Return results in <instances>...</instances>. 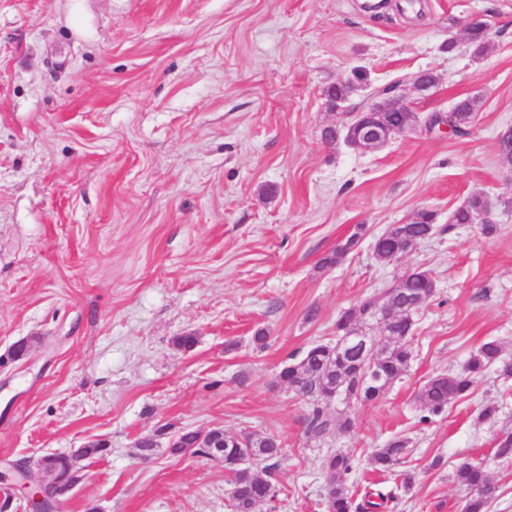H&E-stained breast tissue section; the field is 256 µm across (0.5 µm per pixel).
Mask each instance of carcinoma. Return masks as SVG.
I'll return each instance as SVG.
<instances>
[{
  "label": "carcinoma",
  "instance_id": "1",
  "mask_svg": "<svg viewBox=\"0 0 512 512\" xmlns=\"http://www.w3.org/2000/svg\"><path fill=\"white\" fill-rule=\"evenodd\" d=\"M459 111L448 115V124L456 127L459 134H467L472 116L478 111L479 103L475 99H466L458 104ZM484 209L483 198L470 197L465 204L457 208L450 216L455 224H468L473 216ZM435 215L431 211H421L413 222L397 231L382 235L375 243L374 254L383 263H390L402 255L408 241L423 243L430 239L435 231ZM358 243V234L351 235L331 254L321 260V266L329 267L339 261ZM406 289V295L430 299L434 290L431 279L414 268L404 272L395 284L381 293L390 306L392 316L386 326L388 336H376L373 328L365 323L364 314L372 300H365L345 310L336 320V340L318 343L309 348L295 364L284 367L280 378L288 387L302 393L312 405L308 416L307 431L315 437L329 432L333 420L324 412L323 405L328 403L325 394L342 395L344 399L371 402L377 400L385 390L399 379L409 368L412 351L408 336L414 326V314L417 308L399 300V289ZM361 330L369 334L371 342L376 344L372 352H361L342 343L345 332ZM498 365L500 374L512 377V359L502 356L500 346L486 342L471 356L466 368L456 374H440L431 378L420 390L418 399L426 412L420 422L429 421L432 416L445 413L448 405L469 391L475 377L486 368ZM409 441L394 438L385 447L379 448L372 456L374 468L382 473L395 472L408 454ZM252 452L257 463L247 469L236 466L237 458L244 452ZM281 453V444L272 436L244 435L241 437L224 435V447L218 457L211 448H191V454L224 462V473L236 492L230 498L232 512H255L259 504H271L278 497V486L273 482V472ZM354 468L351 456L340 452H330L321 460V469L329 479L326 493L327 512H369L383 506V503L395 497L394 492H370L364 495L361 503L352 501L345 476ZM458 483L467 490L462 512H487L493 501L497 485L487 471L474 463H464L457 469Z\"/></svg>",
  "mask_w": 512,
  "mask_h": 512
}]
</instances>
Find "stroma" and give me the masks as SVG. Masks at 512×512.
I'll list each match as a JSON object with an SVG mask.
<instances>
[{
    "label": "stroma",
    "mask_w": 512,
    "mask_h": 512,
    "mask_svg": "<svg viewBox=\"0 0 512 512\" xmlns=\"http://www.w3.org/2000/svg\"><path fill=\"white\" fill-rule=\"evenodd\" d=\"M368 2L0 0V489L16 463L101 439L53 512H230L221 462L167 450L170 435L220 427L281 440L277 512H325L333 450L353 456L357 496L390 490L371 458L396 436L414 483L383 512H461L456 470L478 460L498 487L489 512H512V459L495 455L512 379L487 369L427 422L418 400L483 343L512 358V211L492 212L490 236L448 223L470 196L512 198L497 150L512 126V0ZM475 14L479 55L464 34ZM427 70L436 85L415 90ZM342 83L359 109L394 88L416 125L371 153L325 141ZM473 97L467 135L426 132ZM422 211L436 234L379 263L375 240ZM414 267L437 290L408 371L379 400L329 402L352 425L312 437L280 371ZM153 433L159 450L139 459Z\"/></svg>",
    "instance_id": "obj_1"
}]
</instances>
